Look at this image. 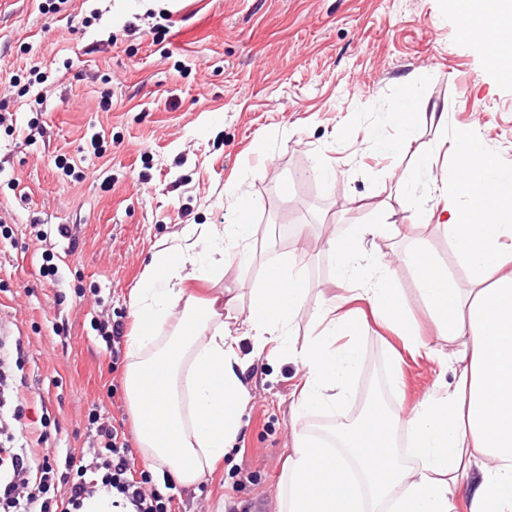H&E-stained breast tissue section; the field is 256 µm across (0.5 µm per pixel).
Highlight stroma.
Segmentation results:
<instances>
[{
	"instance_id": "stroma-1",
	"label": "stroma",
	"mask_w": 512,
	"mask_h": 512,
	"mask_svg": "<svg viewBox=\"0 0 512 512\" xmlns=\"http://www.w3.org/2000/svg\"><path fill=\"white\" fill-rule=\"evenodd\" d=\"M38 5L0 0V113L15 118L0 126V226L11 232L0 237V316L23 336L28 419L50 411L54 451L88 446L92 412L135 442L123 372L98 328L129 326L157 242L191 224L233 223L242 196L255 233L239 246L246 270L229 269L222 284L248 293L266 265L295 253L307 291L294 347L316 329L325 298L368 307L352 301L359 282L341 277L328 238L394 211L399 234L369 251L396 271L424 340L448 350L401 254L425 243L464 288L470 272L434 217L442 202L409 197L401 184L417 156L433 152L434 112L446 113L449 135L470 133L512 170V83L459 37L449 0H64L55 13ZM411 79L422 85L416 140L409 152L379 153L378 139L399 136L388 114ZM31 123L45 128L33 143ZM95 134L99 158L86 149ZM59 156L73 173L55 167ZM318 159L333 180L313 173ZM62 224L69 237L57 235ZM48 248L58 272L45 278ZM361 342L347 404L303 418V429L324 436L354 420L376 383L380 403L409 417L442 371L408 354L392 367L403 345L378 325ZM239 346L248 362L243 428L207 483L174 487V512L247 503L278 512L283 500L296 426L289 407L304 370L257 352L250 337Z\"/></svg>"
}]
</instances>
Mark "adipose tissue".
<instances>
[{
    "label": "adipose tissue",
    "mask_w": 512,
    "mask_h": 512,
    "mask_svg": "<svg viewBox=\"0 0 512 512\" xmlns=\"http://www.w3.org/2000/svg\"><path fill=\"white\" fill-rule=\"evenodd\" d=\"M461 39L476 43L500 81L512 82V0H451ZM421 86L406 81L390 114L401 136L378 141L395 154L414 141L413 108ZM438 149L455 160L437 183L434 156L418 160L403 185L408 196L435 194L448 238L474 278L458 285L447 268L417 246L404 261L417 273L439 333L452 345L429 348L407 317L408 304L388 263L366 262L368 244L397 233L396 223L358 224L327 241L345 278H358L356 299L405 349L444 364L450 381H436L409 418L375 404L328 437L296 430L284 472V512H363L362 495L385 512H512V171L469 133L440 136ZM216 228L190 225L158 243L131 303L123 381L149 467H167L182 486L199 485L223 460L242 429L247 390L232 323L238 296L219 283L244 261L239 242L255 227L243 217ZM272 276L251 289L246 333L256 350L276 344L305 369L291 407L293 420L344 404L362 356L365 327L337 298L323 302V327L300 351L288 336L306 292L294 254L271 265Z\"/></svg>",
    "instance_id": "obj_1"
}]
</instances>
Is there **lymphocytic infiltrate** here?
Listing matches in <instances>:
<instances>
[{"instance_id":"obj_1","label":"lymphocytic infiltrate","mask_w":512,"mask_h":512,"mask_svg":"<svg viewBox=\"0 0 512 512\" xmlns=\"http://www.w3.org/2000/svg\"><path fill=\"white\" fill-rule=\"evenodd\" d=\"M28 356L22 337L0 329V512H79L87 497L104 491L121 495L133 512H172V497L153 484L150 474L129 476L130 448L118 428L89 414L96 439L82 455L54 454L49 413L40 417L37 439L24 428L26 406L19 399L26 386Z\"/></svg>"}]
</instances>
